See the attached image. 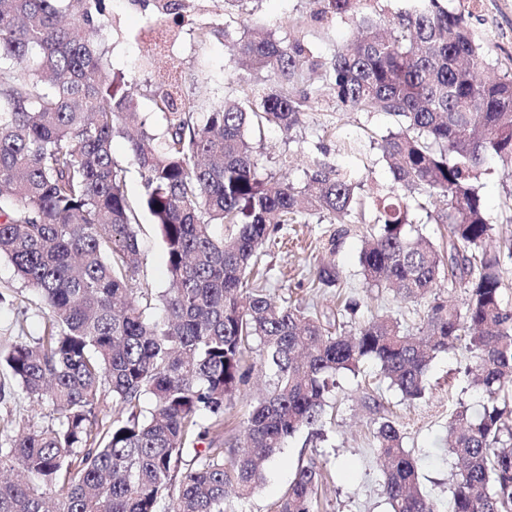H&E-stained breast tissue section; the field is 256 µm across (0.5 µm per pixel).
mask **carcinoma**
Returning <instances> with one entry per match:
<instances>
[{"mask_svg": "<svg viewBox=\"0 0 512 512\" xmlns=\"http://www.w3.org/2000/svg\"><path fill=\"white\" fill-rule=\"evenodd\" d=\"M316 2L313 21L350 19L364 35L326 61L308 42L245 23L226 44L231 94L205 110L156 85L158 135L103 72L106 0H0V258L45 309L39 336L0 349V399L15 386L45 410L40 424L0 419V512H235L288 438L324 426L338 373L371 360L414 401L435 355L461 343L488 401L450 418L451 512H512V413L498 405L512 381L502 297L512 237L494 232L478 191L485 157L512 163V74L489 75L488 51L445 0L391 16L367 12L369 0ZM155 7L180 17L185 4ZM323 88L347 111L395 118L380 145L395 188L367 202L374 222L359 263L368 283L427 301L416 334L387 315L339 332L249 283L281 225L313 215L349 224L367 204L326 161L300 188L257 175L253 135L290 131ZM116 137L144 179L138 207L112 156ZM139 207L165 246L170 283L157 297L132 286ZM418 210L448 225V242L410 236ZM444 277L465 290L463 309L432 298ZM339 280L334 266L315 273L319 288ZM254 351L269 389L249 413L246 446L226 448L225 403ZM107 394L119 416L103 421ZM375 439L391 512H439L396 425L379 422ZM323 479L316 459L299 464L277 512H317Z\"/></svg>", "mask_w": 512, "mask_h": 512, "instance_id": "1", "label": "carcinoma"}]
</instances>
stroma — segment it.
Instances as JSON below:
<instances>
[{"instance_id":"1","label":"stroma","mask_w":512,"mask_h":512,"mask_svg":"<svg viewBox=\"0 0 512 512\" xmlns=\"http://www.w3.org/2000/svg\"><path fill=\"white\" fill-rule=\"evenodd\" d=\"M450 10L468 13L473 37L489 50L494 75L512 73V0H448ZM112 14V34L107 41L105 68L121 76L122 88L137 94L141 110L152 128L162 124L152 90L155 77L140 65L145 51L137 34L150 18L152 9L145 0H108ZM315 0H260L252 19L265 25L281 39L303 36L321 57L332 56L353 40L358 30L348 20L328 25L312 21ZM218 23L231 32L241 30V19L224 12V0H200L199 8L182 21L184 34L177 56L181 62L178 82L186 96L211 105L220 102L229 88L225 80V41H197L193 33L201 26ZM392 116L383 112H349L339 107L328 91H321L302 123L290 133L266 128L257 153V173L276 176L300 185L310 164L324 160L361 181L365 190L387 192L392 174L383 160L379 143L394 129ZM479 191L485 200L489 220L503 235L512 234V224L502 208L512 195V165L495 157L487 158ZM136 226L140 265L133 285L163 292L169 282L165 249L151 216L139 212ZM364 213L359 223L336 225L311 217L305 224H287L261 248V259L270 270L266 288L277 302L316 310L335 316L341 330L350 332L375 314L397 318L407 330H415L423 316L422 303L406 302L394 293L367 287L361 274L359 254L361 226L372 222ZM338 247H331V239ZM331 263L341 274L336 288H314L313 272L318 265ZM354 300L355 311H344L345 301ZM44 311L28 306L26 314L17 307L0 306V341L24 335H38ZM470 354L465 347L439 353L426 372L424 396L404 400L380 376L374 362H364L355 373L343 372L331 398L332 417L324 428V438L312 441L308 432L290 439L266 466V480L249 499L239 502L238 512H275L287 491L296 468L313 452L323 455L325 479L318 491V512H390L383 492V471L376 456L374 431L379 414L393 420L403 435V446L411 451L419 469L420 488L446 512L454 487L455 464L443 443L448 419L459 407L478 410L485 395L473 388L466 375ZM268 380L264 368H255L249 383L229 403L224 420V439L233 444L243 440V429L256 398ZM381 404L382 413L368 406L369 399Z\"/></svg>"}]
</instances>
